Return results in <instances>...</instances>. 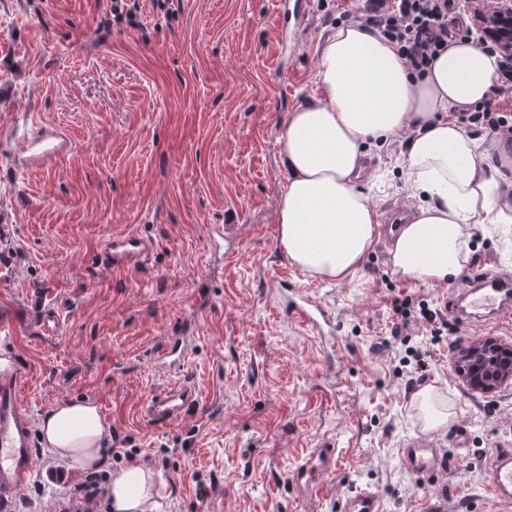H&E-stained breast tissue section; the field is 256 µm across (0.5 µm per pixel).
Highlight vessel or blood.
<instances>
[{"mask_svg": "<svg viewBox=\"0 0 512 512\" xmlns=\"http://www.w3.org/2000/svg\"><path fill=\"white\" fill-rule=\"evenodd\" d=\"M13 164L18 174L54 166L73 149L67 133L56 126L22 117L13 127ZM150 245L143 237L127 233L110 238L101 252L103 265L115 267L143 261ZM285 312L310 331L317 332L332 316L321 303L300 290L284 296ZM451 312L470 319L497 314L512 306V277L476 273L447 300ZM62 307L58 302L43 304L38 328L41 334L54 335L60 326ZM192 344L186 331H178L154 357L162 371L183 367ZM21 376L16 367L0 368V512H12L15 494L26 489L36 474L35 430L30 409L21 398ZM199 404L195 387L188 382L149 395L143 405L145 418L155 426L169 424ZM410 473L432 472L438 452L426 439L412 441L402 451ZM488 476L494 494L504 502L512 500V450L497 452L489 465ZM344 512H381L378 495L369 489L349 496Z\"/></svg>", "mask_w": 512, "mask_h": 512, "instance_id": "vessel-or-blood-1", "label": "vessel or blood"}]
</instances>
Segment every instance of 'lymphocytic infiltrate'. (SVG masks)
Instances as JSON below:
<instances>
[{
	"label": "lymphocytic infiltrate",
	"instance_id": "1",
	"mask_svg": "<svg viewBox=\"0 0 512 512\" xmlns=\"http://www.w3.org/2000/svg\"><path fill=\"white\" fill-rule=\"evenodd\" d=\"M458 10V0H365L366 20L371 28L397 44L412 70L420 73L428 70L456 36L472 40L484 50L499 55L504 80L493 98L456 109L454 115L474 136L488 139L512 136V55L502 52L495 41L487 39L472 24L449 29L448 17ZM392 310L394 338L404 336L414 314L429 327L432 338H439L448 331L446 320L438 318L428 307H415L412 297L396 299Z\"/></svg>",
	"mask_w": 512,
	"mask_h": 512
}]
</instances>
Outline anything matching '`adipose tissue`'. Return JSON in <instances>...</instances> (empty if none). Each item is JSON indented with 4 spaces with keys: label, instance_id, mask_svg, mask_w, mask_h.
Segmentation results:
<instances>
[{
    "label": "adipose tissue",
    "instance_id": "1",
    "mask_svg": "<svg viewBox=\"0 0 512 512\" xmlns=\"http://www.w3.org/2000/svg\"><path fill=\"white\" fill-rule=\"evenodd\" d=\"M496 56L457 40L423 74L396 45L362 23L337 27L321 45L316 95L291 112L278 138L286 189L279 244L309 274L344 282L359 275L378 239V212L357 187L368 144L413 131L406 184L419 197L388 250L393 274L415 284L450 283L469 262L472 230L512 224V140L496 143L488 167L476 141L448 112L488 98L499 85ZM52 458L101 465L108 428L96 404L66 401L38 424ZM152 471L130 462L113 476L112 512H153Z\"/></svg>",
    "mask_w": 512,
    "mask_h": 512
}]
</instances>
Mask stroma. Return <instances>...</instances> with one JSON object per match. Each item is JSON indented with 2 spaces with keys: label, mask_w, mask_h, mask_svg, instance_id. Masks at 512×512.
<instances>
[{
  "label": "stroma",
  "mask_w": 512,
  "mask_h": 512,
  "mask_svg": "<svg viewBox=\"0 0 512 512\" xmlns=\"http://www.w3.org/2000/svg\"><path fill=\"white\" fill-rule=\"evenodd\" d=\"M308 2L303 28L276 0H180L170 15L139 0L138 27L103 28L109 0H0V358L19 370L34 417L95 403L112 444L153 470L155 512H341L365 487L382 512H512L487 475L492 456L512 449V387L480 395L454 369L459 346L512 343V310L453 320L438 345L411 324L408 345L431 356L426 383L413 384L405 347L391 341L392 302L407 294L440 309L453 284L394 275L382 238L359 284L311 276L279 249L278 136L315 96L323 40L357 7ZM25 113L60 126L74 148L18 179L11 124ZM405 166L399 139L369 149L359 186L379 213L415 211ZM214 224L231 225L232 247L211 246ZM127 231L153 251L135 266H103L106 240ZM472 242L468 272L512 275V226H478ZM284 277L328 308L333 328L314 334L282 314ZM52 300L63 322L44 336L35 316ZM193 314L187 372L203 409L151 426L142 403L171 381L153 357ZM424 385L447 399V430L424 431L413 405ZM423 435L447 464L416 476L401 450ZM325 441L336 460L318 470L314 495L297 473ZM36 454L18 512H57L87 473L45 446Z\"/></svg>",
  "instance_id": "35a3bbf8"
}]
</instances>
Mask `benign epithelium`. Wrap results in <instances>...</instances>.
Listing matches in <instances>:
<instances>
[{
    "label": "benign epithelium",
    "instance_id": "obj_1",
    "mask_svg": "<svg viewBox=\"0 0 512 512\" xmlns=\"http://www.w3.org/2000/svg\"><path fill=\"white\" fill-rule=\"evenodd\" d=\"M480 23L503 51L512 53V0H497L490 11L482 13ZM456 373L472 391L484 395L511 386L512 344L488 340L460 347Z\"/></svg>",
    "mask_w": 512,
    "mask_h": 512
}]
</instances>
